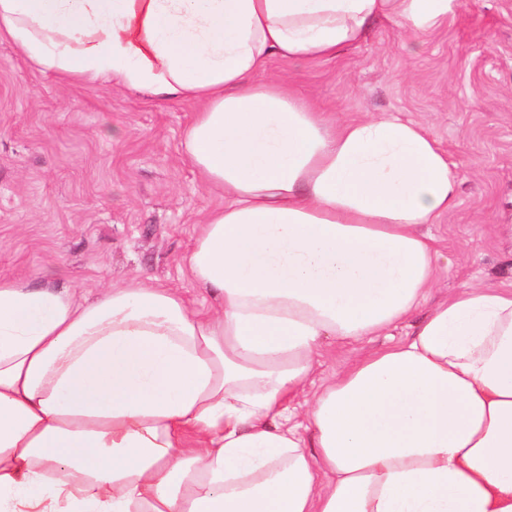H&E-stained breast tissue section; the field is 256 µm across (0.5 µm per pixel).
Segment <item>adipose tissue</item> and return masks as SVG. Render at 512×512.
I'll list each match as a JSON object with an SVG mask.
<instances>
[{
    "label": "adipose tissue",
    "instance_id": "adipose-tissue-1",
    "mask_svg": "<svg viewBox=\"0 0 512 512\" xmlns=\"http://www.w3.org/2000/svg\"><path fill=\"white\" fill-rule=\"evenodd\" d=\"M449 0H0L40 71L197 102L186 154L224 193L184 257L205 312L142 279L78 299L0 278V512H512V289L430 303L422 225L448 156L396 117L339 121L264 79ZM409 337L313 396L324 337Z\"/></svg>",
    "mask_w": 512,
    "mask_h": 512
}]
</instances>
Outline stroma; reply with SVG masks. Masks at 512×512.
I'll return each instance as SVG.
<instances>
[{"instance_id":"35a3bbf8","label":"stroma","mask_w":512,"mask_h":512,"mask_svg":"<svg viewBox=\"0 0 512 512\" xmlns=\"http://www.w3.org/2000/svg\"><path fill=\"white\" fill-rule=\"evenodd\" d=\"M265 76L340 120L394 115L426 128L459 181L456 206L425 227L439 252L433 300L512 286V0H451L447 17L416 35L378 20L336 57H276ZM196 110L106 82L65 84L1 37L0 277L49 272L91 298L140 277L206 310L182 257L224 196L182 146ZM417 325L327 340L315 383Z\"/></svg>"}]
</instances>
